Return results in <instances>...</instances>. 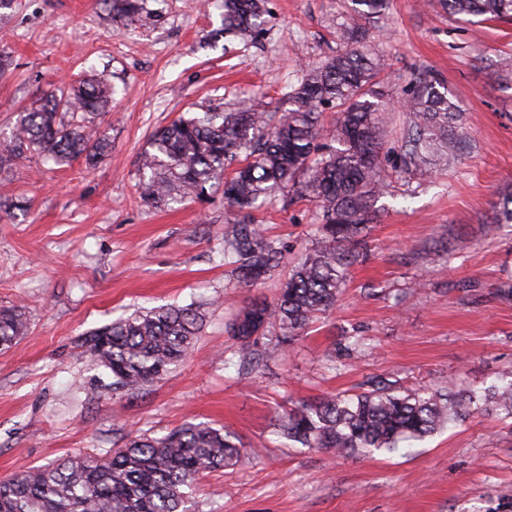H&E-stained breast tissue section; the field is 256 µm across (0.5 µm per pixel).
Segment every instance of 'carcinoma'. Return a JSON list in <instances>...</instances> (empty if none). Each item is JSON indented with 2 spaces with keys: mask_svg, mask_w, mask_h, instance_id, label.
<instances>
[{
  "mask_svg": "<svg viewBox=\"0 0 512 512\" xmlns=\"http://www.w3.org/2000/svg\"><path fill=\"white\" fill-rule=\"evenodd\" d=\"M112 21L133 25L151 18L148 0H96ZM466 23L512 19V0H440ZM366 20L387 0H352ZM224 37L252 41L265 30L267 0H217ZM351 46L309 70L288 93L291 108L259 112L242 101L224 110L185 112L157 129L139 156L137 191L151 207L204 194L213 183L243 213L224 229V263L250 286L280 266L282 246L254 223L257 205L286 191L319 209L318 237L291 269L277 298L252 300L225 332L235 356L259 366L260 346L275 331L286 349L318 315L336 304L350 267L362 254L364 225L376 217L387 190L383 137L390 97L379 90L382 56ZM115 88L106 72L58 86L18 113L14 131L0 141V168L34 156L58 164L82 159L93 166L112 149L99 116ZM409 118L403 166L423 171L448 163L461 111L443 82L423 73L406 92ZM336 112L329 133L323 112ZM203 319L195 307L137 311L84 338L92 360L112 374L113 389L136 393L192 354ZM27 331L23 313L0 307V350ZM512 420V367L481 390L398 386L376 377L353 394L337 393L289 409L279 435L303 448L338 453L409 455L417 443L483 413ZM247 453L237 435L205 422H188L160 438L135 436L103 455L62 458L28 467L0 482V512H189L198 477L228 468Z\"/></svg>",
  "mask_w": 512,
  "mask_h": 512,
  "instance_id": "cac0c4a2",
  "label": "carcinoma"
}]
</instances>
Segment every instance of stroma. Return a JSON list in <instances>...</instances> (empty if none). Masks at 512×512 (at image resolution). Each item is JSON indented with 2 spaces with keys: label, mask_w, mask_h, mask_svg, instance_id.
I'll return each mask as SVG.
<instances>
[{
  "label": "stroma",
  "mask_w": 512,
  "mask_h": 512,
  "mask_svg": "<svg viewBox=\"0 0 512 512\" xmlns=\"http://www.w3.org/2000/svg\"><path fill=\"white\" fill-rule=\"evenodd\" d=\"M147 27L112 23L94 0H14L0 14V132L50 87L109 70L117 93L100 128L112 151L95 167L40 159L0 172V306H21L28 332L0 351V480L25 467L100 453L127 436L160 437L195 420L234 431L258 456L205 473L194 512H512V420L470 419L412 456L292 448L277 427L291 403L355 393L379 376L405 386L479 389L512 366V224L495 221L512 188V21L473 27L439 0H389L363 24L351 0H268L265 34L215 38L220 12L202 0H149ZM366 26L383 81L401 99L438 75L463 115L448 164L400 168L406 118L386 113L389 187L368 250L336 306L288 349L267 345L260 371L225 368L224 320L273 299L317 237L307 200L276 196L254 213L288 258L260 284L238 285L224 263V226L237 213L221 186L170 210L145 206L138 157L182 112L251 100L284 112L304 74ZM28 199V211L12 200ZM201 308L195 353L138 393H116L82 344L87 332L139 308ZM366 343L340 356L346 337Z\"/></svg>",
  "instance_id": "obj_1"
}]
</instances>
